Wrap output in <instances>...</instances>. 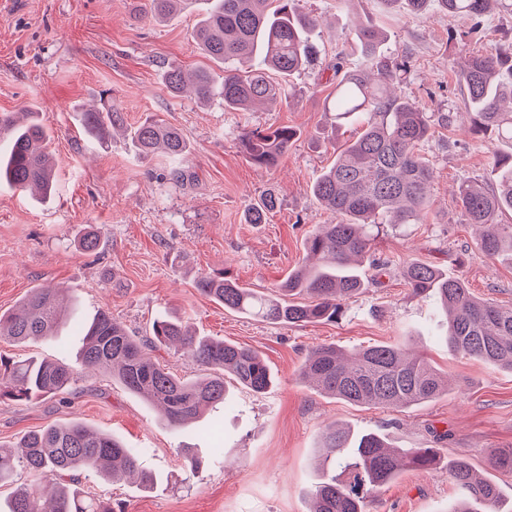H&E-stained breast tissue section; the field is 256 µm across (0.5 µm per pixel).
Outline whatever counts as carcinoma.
Listing matches in <instances>:
<instances>
[{
  "mask_svg": "<svg viewBox=\"0 0 512 512\" xmlns=\"http://www.w3.org/2000/svg\"><path fill=\"white\" fill-rule=\"evenodd\" d=\"M181 0H150L147 14L162 21ZM203 15L192 38L220 71L186 72L171 64L164 88L173 97L186 89L201 102L214 97L224 108L250 106L284 95L283 83L306 70L315 59L311 35L319 20L301 14L296 0H203ZM450 16H467L477 34L487 14L505 8L507 0H436ZM386 32L361 27L356 42L363 65L347 67V55H336V121L351 119L360 126L356 139L336 156L312 186L317 202L331 210L336 223L321 224L305 243V263L271 294L243 288L225 273L204 274L195 281L199 293L239 314L273 324L334 322L344 302L378 283L392 264L372 251L370 227L379 224H422L432 209L433 168L422 154L432 135L433 114L395 94L410 68L411 55L389 60L382 47ZM512 41L496 43L482 54L464 57L456 71L464 108L475 135L490 133L507 151L492 156L494 183L486 187L463 180L456 203L468 224L479 228L478 250L488 258L512 257V224L500 216L512 213ZM27 121L0 114V183L40 194L54 192L55 162L47 146V130L23 112ZM91 135L108 140L122 129L144 159L160 153L168 158L165 179L184 184L191 177L190 146L181 131L153 117L128 127L112 101L81 114ZM296 137L289 127L255 128L239 137L240 152L261 168L275 167ZM277 206L267 196L247 210L249 224H265ZM404 280L417 296L436 298L447 319L448 350L512 372V308L475 298L465 281L450 278L435 266L412 260L402 265ZM63 291L35 288L20 312L0 314V337L15 342L45 338L63 320ZM167 349L191 358L203 372L196 379L180 377L147 356L145 349ZM86 367H109L127 391L159 409L170 428H180L202 413L228 401L225 377L253 393L272 383L263 356L250 348L195 335L188 321L175 315L154 319L151 336L140 341L99 313L86 327L81 351ZM301 375L318 391L355 405L404 408L448 393V380L423 356L402 344H378L347 352L334 345L311 350ZM75 372L66 364L45 359L0 356V400L30 401L68 391ZM321 462L332 475L315 487L310 512H367L374 494L407 469L428 470L438 460L436 448H392L376 432L354 434L337 423L321 436ZM491 463L512 469V448L495 449ZM22 466L36 480L20 484L7 501V512H113L112 502L84 495L72 473L104 470L121 482L135 474L140 484L153 477L140 468V452L112 436L71 422L23 437L16 447L0 446V484ZM450 475L461 492L462 506L450 512H501L497 486L458 460ZM54 477L53 491L41 479Z\"/></svg>",
  "mask_w": 512,
  "mask_h": 512,
  "instance_id": "carcinoma-1",
  "label": "carcinoma"
}]
</instances>
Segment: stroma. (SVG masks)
Here are the masks:
<instances>
[{
    "label": "stroma",
    "mask_w": 512,
    "mask_h": 512,
    "mask_svg": "<svg viewBox=\"0 0 512 512\" xmlns=\"http://www.w3.org/2000/svg\"><path fill=\"white\" fill-rule=\"evenodd\" d=\"M145 0H0V113L37 112L51 135L57 191L45 201L0 186V313L15 311L34 288H63L74 311L54 336L17 344L0 339V353L63 362L78 372L67 393L29 402L0 400V445L70 421L141 449V466L155 482L145 490L79 471L86 495L111 499L121 512H309L323 479L316 465L321 434L333 422L375 431L398 448H436L439 464L403 472L382 487L368 512H450L457 489L449 462L464 458L512 502V471L492 467L490 453L512 448V372L452 354L442 338L434 297L415 296L398 268L380 285L346 301L335 322L271 324L230 312L201 295L196 278L226 272L238 284L269 293L305 257V240L320 224L335 223L312 185L357 135L335 126L328 103L335 82L323 70L340 51L351 65L355 27L385 29L391 58L411 53V71L397 92L430 112L453 114L435 126L423 152L434 171L433 206L422 224L387 225L378 255L394 253L463 278L474 296L512 307V259L484 257L478 231L455 202L460 179L489 180L491 137L471 133L455 70L466 53L512 37V14L486 16L481 38L467 37L469 20L441 12L434 0L417 15L386 12L380 0H298V11L320 17L313 68L295 75L289 100L247 112L226 110L220 99L202 105L193 94L171 97L161 73L175 63L214 68L192 38L202 10L197 0L165 21L141 17ZM110 92L128 125L155 115L178 128L191 146L194 177L162 180V157L142 160L130 141L88 137L81 108ZM288 126L297 136L279 164L264 169L240 153L241 132ZM278 205L268 223L244 214L264 194ZM101 233L96 254L79 248L84 233ZM106 311L130 335L142 337L155 317L187 319L196 335L260 352L273 376L261 394L230 385V400L185 429L164 425L157 409L128 393L103 369L81 363L82 328ZM402 342L448 375L450 390L408 408L349 404L320 393L299 369L312 348L345 350ZM202 462L185 476L186 455Z\"/></svg>",
    "instance_id": "35a3bbf8"
}]
</instances>
